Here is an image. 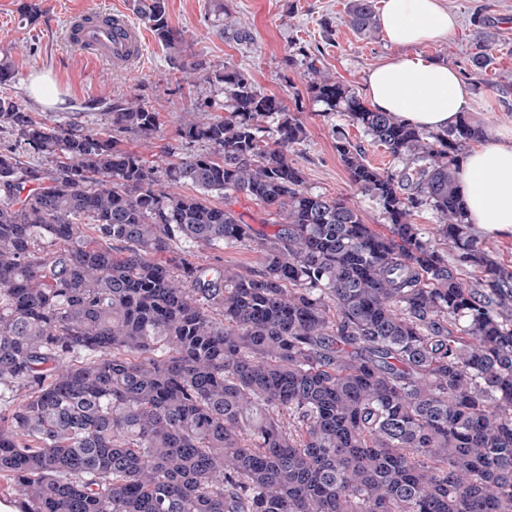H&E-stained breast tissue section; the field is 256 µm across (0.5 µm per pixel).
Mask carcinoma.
Instances as JSON below:
<instances>
[{
    "instance_id": "obj_1",
    "label": "carcinoma",
    "mask_w": 512,
    "mask_h": 512,
    "mask_svg": "<svg viewBox=\"0 0 512 512\" xmlns=\"http://www.w3.org/2000/svg\"><path fill=\"white\" fill-rule=\"evenodd\" d=\"M133 10L185 75L224 84V114L187 113L178 137L211 151L159 168L117 138H154L151 105L114 104L84 131L0 96L17 136L0 151V478L22 512H512V271L466 221L457 179L485 130H422L310 65L312 99L399 163L377 168L335 131L378 232L305 186L290 153L307 132L282 98L243 67L208 69L165 0ZM348 24L375 34L374 0ZM212 192L252 197L277 230ZM181 242L254 245L263 266L168 259ZM209 202L214 206L228 208L240 217L245 224H252L253 227L262 230L266 234H272L276 230L273 215L257 201L252 198L239 194L229 193H212L207 197Z\"/></svg>"
}]
</instances>
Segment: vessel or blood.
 <instances>
[{"mask_svg":"<svg viewBox=\"0 0 512 512\" xmlns=\"http://www.w3.org/2000/svg\"><path fill=\"white\" fill-rule=\"evenodd\" d=\"M69 38L97 60L127 61L134 58L139 50L135 29L122 15L112 12L70 33Z\"/></svg>","mask_w":512,"mask_h":512,"instance_id":"1","label":"vessel or blood"}]
</instances>
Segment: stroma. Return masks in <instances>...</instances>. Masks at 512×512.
<instances>
[{
	"instance_id": "obj_1",
	"label": "stroma",
	"mask_w": 512,
	"mask_h": 512,
	"mask_svg": "<svg viewBox=\"0 0 512 512\" xmlns=\"http://www.w3.org/2000/svg\"><path fill=\"white\" fill-rule=\"evenodd\" d=\"M22 0H0V54L8 55L15 77L6 93L40 120L65 127L100 129L102 112L112 102L140 98L156 107L161 116V134L143 140L122 134L121 147L141 154L149 164L164 166L170 157H188L207 152L201 142L187 143L177 135L186 112L203 102L214 114L224 112V88L199 74L183 80L178 64L154 37L150 28L132 13L131 0H40L41 14L35 23L20 15ZM166 0L169 20L183 30L189 51L201 54L212 69L236 64L248 69L257 88L282 98L307 129L306 140L291 158L303 171L307 188L328 197L350 201L364 223L383 230L385 219L369 197L355 193L336 149V129H343L353 142L363 145L374 166L396 169L385 147L373 143L364 130L338 114L323 115L322 106L306 90L309 65L329 72L358 94L366 92V75L394 49L383 33L371 37L357 34L347 23L351 0ZM457 13L459 24L447 40L419 46V53L454 68L471 96L466 117L485 130L512 125V0H443ZM120 9L128 14L142 40L140 56L126 64L99 62L71 45L69 25L80 16ZM250 29L253 40L240 44L231 32ZM489 56L486 69L476 70L469 59L478 45ZM304 55H297V48ZM49 74L59 90L57 100L45 105L34 100L28 85L33 75ZM212 205L234 211L247 224L271 234L272 215L252 198L218 192L208 197ZM177 256L199 264H219L246 272L259 268L256 248L212 249L179 244Z\"/></svg>"
}]
</instances>
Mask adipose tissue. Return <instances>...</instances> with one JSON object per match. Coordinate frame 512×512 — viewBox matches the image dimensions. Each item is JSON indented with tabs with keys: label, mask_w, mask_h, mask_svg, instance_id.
Here are the masks:
<instances>
[{
	"label": "adipose tissue",
	"mask_w": 512,
	"mask_h": 512,
	"mask_svg": "<svg viewBox=\"0 0 512 512\" xmlns=\"http://www.w3.org/2000/svg\"><path fill=\"white\" fill-rule=\"evenodd\" d=\"M455 15L439 0H384L380 26L398 54L367 76L370 106L416 127L443 130L456 125L469 104L458 72L406 48L447 39ZM468 220L486 233L512 234V131L496 132L473 148L458 172Z\"/></svg>",
	"instance_id": "ef3b65f1"
}]
</instances>
